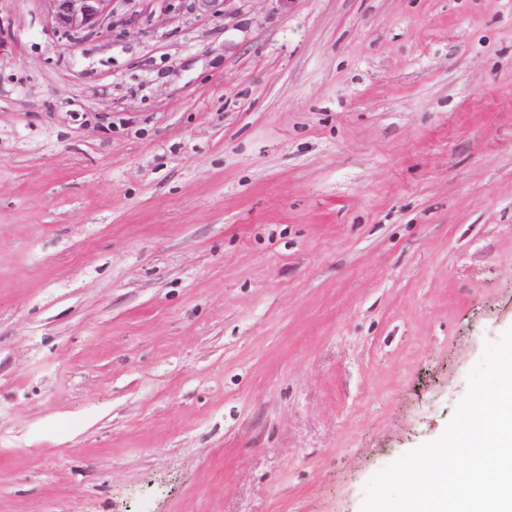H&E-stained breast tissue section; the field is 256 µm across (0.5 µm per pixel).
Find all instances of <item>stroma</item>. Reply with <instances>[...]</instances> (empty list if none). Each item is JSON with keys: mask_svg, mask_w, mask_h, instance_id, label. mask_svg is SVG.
Instances as JSON below:
<instances>
[{"mask_svg": "<svg viewBox=\"0 0 512 512\" xmlns=\"http://www.w3.org/2000/svg\"><path fill=\"white\" fill-rule=\"evenodd\" d=\"M0 0V512H361L512 328V0ZM51 2L49 26L66 37L83 29L100 26L108 17L112 0H48Z\"/></svg>", "mask_w": 512, "mask_h": 512, "instance_id": "1", "label": "stroma"}]
</instances>
